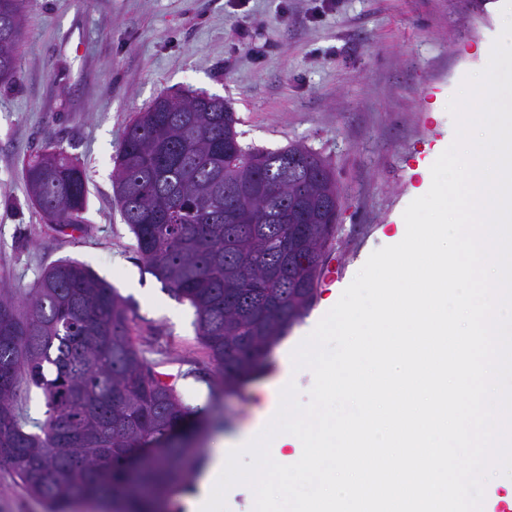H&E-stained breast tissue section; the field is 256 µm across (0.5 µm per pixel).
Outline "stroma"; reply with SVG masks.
<instances>
[{
    "instance_id": "obj_1",
    "label": "stroma",
    "mask_w": 512,
    "mask_h": 512,
    "mask_svg": "<svg viewBox=\"0 0 512 512\" xmlns=\"http://www.w3.org/2000/svg\"><path fill=\"white\" fill-rule=\"evenodd\" d=\"M498 0H25L18 74L0 84V289L24 293L63 259L85 264L126 299L132 338L173 375L197 447L259 421V393L294 381L283 363L338 302L421 182L419 162L448 147L446 106L487 60ZM204 92L233 108L242 143L318 152L341 191L327 266L343 280L265 356L266 370L219 398L221 376L198 340L194 311L149 274L112 190L123 130L166 92ZM53 143L83 166L80 230L45 223L25 178L30 153ZM0 512H47L0 469Z\"/></svg>"
}]
</instances>
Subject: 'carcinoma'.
I'll use <instances>...</instances> for the list:
<instances>
[{
  "label": "carcinoma",
  "instance_id": "cac0c4a2",
  "mask_svg": "<svg viewBox=\"0 0 512 512\" xmlns=\"http://www.w3.org/2000/svg\"><path fill=\"white\" fill-rule=\"evenodd\" d=\"M22 9L23 0H0V83L17 75ZM237 123L220 97L163 94L126 125L112 182L146 270L194 309L226 391L254 377L312 307L309 282L321 280L317 257L340 202L318 153L245 146ZM25 176L46 223L80 228L87 189L77 162L48 145ZM132 318L74 259L48 267L27 295L0 290V466L48 512L94 498L112 499V512H149V494L201 462L166 446L189 408L133 342ZM26 382L42 390V421L23 409ZM143 441L161 458L131 468Z\"/></svg>",
  "mask_w": 512,
  "mask_h": 512
}]
</instances>
